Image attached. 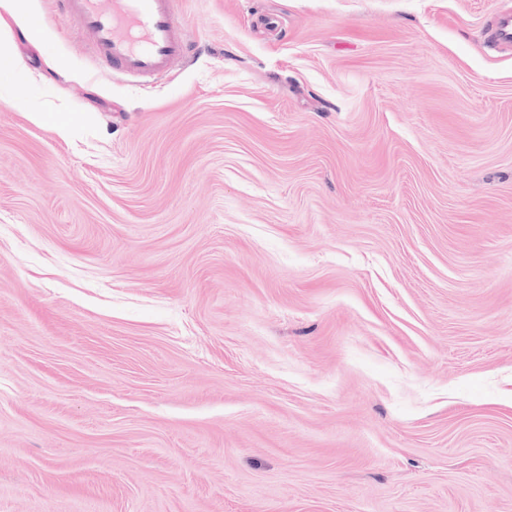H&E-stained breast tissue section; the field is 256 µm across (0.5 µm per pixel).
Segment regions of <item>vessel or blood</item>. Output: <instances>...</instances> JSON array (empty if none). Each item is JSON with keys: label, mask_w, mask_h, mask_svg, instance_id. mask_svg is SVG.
<instances>
[{"label": "vessel or blood", "mask_w": 512, "mask_h": 512, "mask_svg": "<svg viewBox=\"0 0 512 512\" xmlns=\"http://www.w3.org/2000/svg\"><path fill=\"white\" fill-rule=\"evenodd\" d=\"M173 0H65L68 13L78 18L97 58L114 72L151 78L169 68L187 48V34L178 24ZM488 47L512 45V16L492 21Z\"/></svg>", "instance_id": "1"}]
</instances>
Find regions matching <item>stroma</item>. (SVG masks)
<instances>
[{
	"label": "stroma",
	"instance_id": "stroma-1",
	"mask_svg": "<svg viewBox=\"0 0 512 512\" xmlns=\"http://www.w3.org/2000/svg\"><path fill=\"white\" fill-rule=\"evenodd\" d=\"M27 6L0 512H512V0H173L148 79ZM487 46L490 48H503L504 45H512V15L502 20H494L486 30Z\"/></svg>",
	"mask_w": 512,
	"mask_h": 512
}]
</instances>
